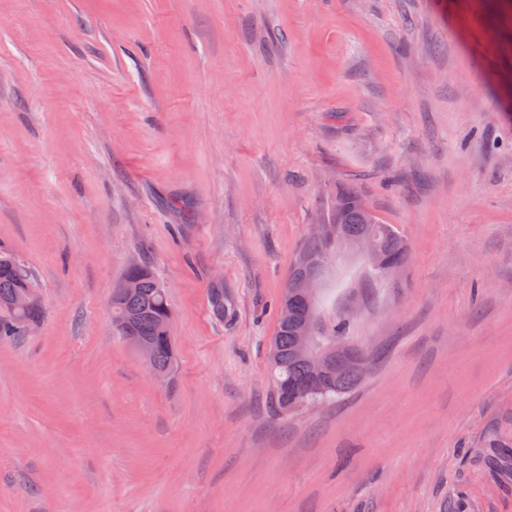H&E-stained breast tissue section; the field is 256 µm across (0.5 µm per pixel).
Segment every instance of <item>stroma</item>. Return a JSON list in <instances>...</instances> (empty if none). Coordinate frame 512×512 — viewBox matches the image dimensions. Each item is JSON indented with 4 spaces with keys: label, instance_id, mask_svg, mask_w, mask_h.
I'll return each instance as SVG.
<instances>
[{
    "label": "stroma",
    "instance_id": "1",
    "mask_svg": "<svg viewBox=\"0 0 512 512\" xmlns=\"http://www.w3.org/2000/svg\"><path fill=\"white\" fill-rule=\"evenodd\" d=\"M340 187L408 261L341 269L376 367L280 418L278 300ZM1 248L44 317L0 339V512H512V0H0ZM134 260L167 381L112 327Z\"/></svg>",
    "mask_w": 512,
    "mask_h": 512
}]
</instances>
